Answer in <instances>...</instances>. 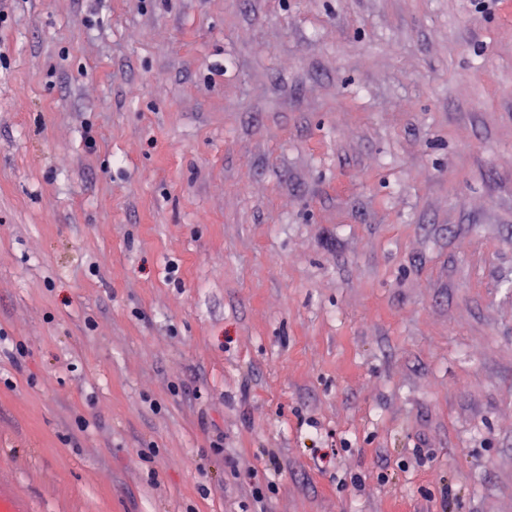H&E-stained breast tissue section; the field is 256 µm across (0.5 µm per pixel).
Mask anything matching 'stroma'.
Returning <instances> with one entry per match:
<instances>
[{
  "label": "stroma",
  "mask_w": 512,
  "mask_h": 512,
  "mask_svg": "<svg viewBox=\"0 0 512 512\" xmlns=\"http://www.w3.org/2000/svg\"><path fill=\"white\" fill-rule=\"evenodd\" d=\"M510 87L512 0H13L0 479L512 512Z\"/></svg>",
  "instance_id": "obj_1"
}]
</instances>
